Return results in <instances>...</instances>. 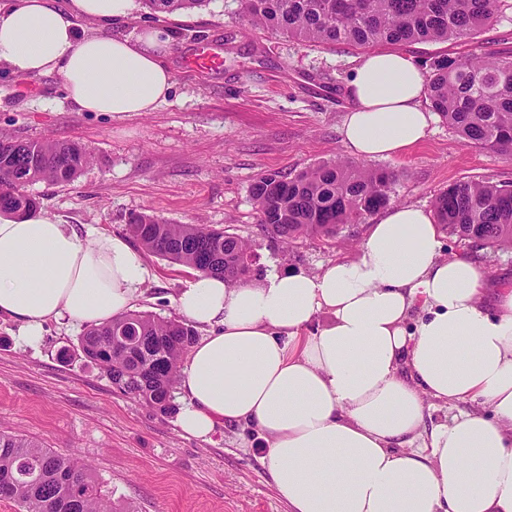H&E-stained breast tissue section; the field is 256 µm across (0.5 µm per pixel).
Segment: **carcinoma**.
Segmentation results:
<instances>
[{
    "label": "carcinoma",
    "instance_id": "obj_1",
    "mask_svg": "<svg viewBox=\"0 0 512 512\" xmlns=\"http://www.w3.org/2000/svg\"><path fill=\"white\" fill-rule=\"evenodd\" d=\"M206 0H143L156 18L190 13ZM502 0H242V18L272 34L325 46L367 48L446 42L477 34L498 15ZM430 107L466 144L512 155V59L482 61L443 56L430 64ZM33 156L42 166L27 167ZM92 162L78 142L20 139L0 132V178L21 171L29 182L68 184ZM395 174L336 160L287 178L260 175L251 185L261 230L291 246L303 237L332 241L390 205ZM38 207L32 195L0 192V212L18 216ZM440 229L492 252H512V186L489 180L456 182L434 200ZM131 236L148 252L180 266L246 280L251 253L240 235L207 224H174L133 216ZM191 326L134 312L88 328L84 357L99 365L118 391L167 410L182 356L194 341ZM0 495L20 512H124L101 493L91 468L21 434L0 433Z\"/></svg>",
    "mask_w": 512,
    "mask_h": 512
}]
</instances>
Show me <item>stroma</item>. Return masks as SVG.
Listing matches in <instances>:
<instances>
[{
  "instance_id": "stroma-1",
  "label": "stroma",
  "mask_w": 512,
  "mask_h": 512,
  "mask_svg": "<svg viewBox=\"0 0 512 512\" xmlns=\"http://www.w3.org/2000/svg\"><path fill=\"white\" fill-rule=\"evenodd\" d=\"M241 0H207L183 15L157 19L143 6L112 24L130 36L162 29L173 85L152 112L116 118L82 112L66 98L59 75L25 77L0 70V131L21 138L78 141L94 161L66 185H28L43 214L64 224H92L127 236L131 215L176 224H208L248 239L253 276L272 270L316 273L353 253L343 241L308 239L287 248L257 223L250 187L263 173L291 177L321 161L347 159L340 129L351 107L347 83L366 51L315 46L276 36L242 21ZM223 59L220 68L187 69L201 46ZM421 70L438 57H512V0L495 21L459 42L403 46ZM384 167L397 176L393 202L431 207L459 181L512 184V158L464 143L443 120L404 156ZM154 273L135 309L175 317L171 299L189 269L152 254ZM18 325L0 317V432L20 433L89 463L103 494L129 512H289L268 482L262 439L253 428L228 424L211 440L187 438L176 426L181 396L160 411L118 392L78 348L85 328L49 323L31 348Z\"/></svg>"
}]
</instances>
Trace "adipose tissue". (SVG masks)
<instances>
[{
    "mask_svg": "<svg viewBox=\"0 0 512 512\" xmlns=\"http://www.w3.org/2000/svg\"><path fill=\"white\" fill-rule=\"evenodd\" d=\"M133 4L0 0V64L60 75L82 112L154 111L172 88L164 32L80 39L74 29V16L109 23ZM349 94L341 136L360 160L403 156L435 121L423 72L398 51L363 57ZM441 252L431 211L397 205L357 255L315 274L233 285L193 272L173 300L205 331L180 371V433L206 441L227 423L256 428L289 512H512V286L490 287L470 255ZM151 277L121 236L0 213V314L25 346L53 320L100 326L126 314ZM431 399L459 411L428 430ZM475 400L484 410L466 409Z\"/></svg>",
    "mask_w": 512,
    "mask_h": 512,
    "instance_id": "adipose-tissue-1",
    "label": "adipose tissue"
}]
</instances>
